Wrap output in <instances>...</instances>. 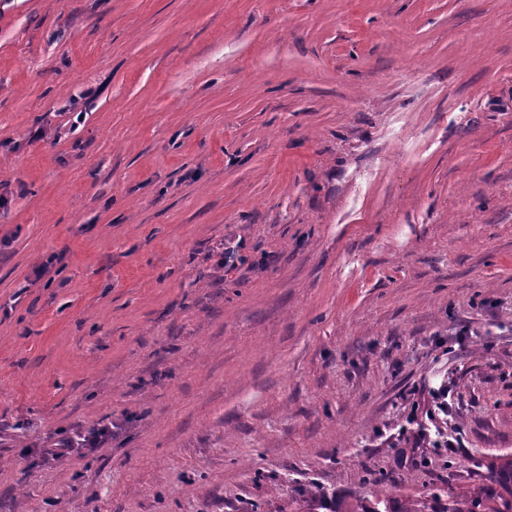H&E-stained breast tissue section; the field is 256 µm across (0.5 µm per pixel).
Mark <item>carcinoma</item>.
<instances>
[{
  "instance_id": "carcinoma-1",
  "label": "carcinoma",
  "mask_w": 512,
  "mask_h": 512,
  "mask_svg": "<svg viewBox=\"0 0 512 512\" xmlns=\"http://www.w3.org/2000/svg\"><path fill=\"white\" fill-rule=\"evenodd\" d=\"M488 478L500 489L483 486L470 495L450 496L446 503L434 494L413 501L402 512H512V458L490 464Z\"/></svg>"
}]
</instances>
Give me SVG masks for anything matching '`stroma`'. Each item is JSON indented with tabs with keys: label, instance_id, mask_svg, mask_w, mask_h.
<instances>
[{
	"label": "stroma",
	"instance_id": "stroma-1",
	"mask_svg": "<svg viewBox=\"0 0 512 512\" xmlns=\"http://www.w3.org/2000/svg\"><path fill=\"white\" fill-rule=\"evenodd\" d=\"M440 386L454 453L400 432ZM504 455L512 0H0V512H399ZM112 423L110 425H103L99 428L90 430L91 438L87 435H77L75 438L62 439L53 444V448H46V454L51 456L52 459L62 458L67 455H72L81 448H98L104 441V436L110 433Z\"/></svg>",
	"mask_w": 512,
	"mask_h": 512
}]
</instances>
